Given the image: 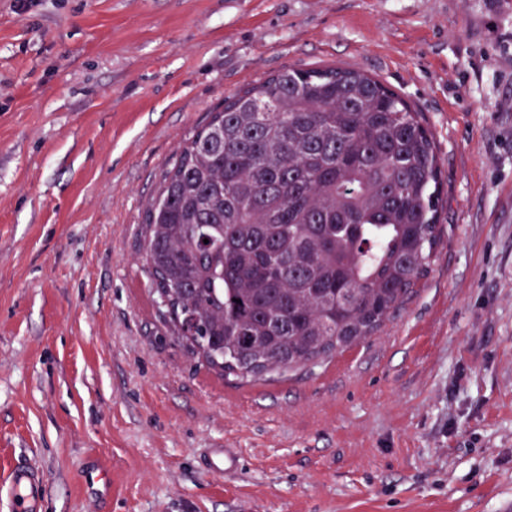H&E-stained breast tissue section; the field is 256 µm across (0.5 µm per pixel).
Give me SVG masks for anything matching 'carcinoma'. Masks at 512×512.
<instances>
[{
  "instance_id": "obj_1",
  "label": "carcinoma",
  "mask_w": 512,
  "mask_h": 512,
  "mask_svg": "<svg viewBox=\"0 0 512 512\" xmlns=\"http://www.w3.org/2000/svg\"><path fill=\"white\" fill-rule=\"evenodd\" d=\"M424 115L377 79L286 69L182 147L144 214L173 334L220 374L285 373L378 332L429 268L442 208Z\"/></svg>"
}]
</instances>
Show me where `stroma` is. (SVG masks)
<instances>
[{"label":"stroma","mask_w":512,"mask_h":512,"mask_svg":"<svg viewBox=\"0 0 512 512\" xmlns=\"http://www.w3.org/2000/svg\"><path fill=\"white\" fill-rule=\"evenodd\" d=\"M315 67L424 114L440 242L376 335L227 378L144 211L226 98ZM22 464L45 512H512V0H0V512Z\"/></svg>","instance_id":"35a3bbf8"}]
</instances>
